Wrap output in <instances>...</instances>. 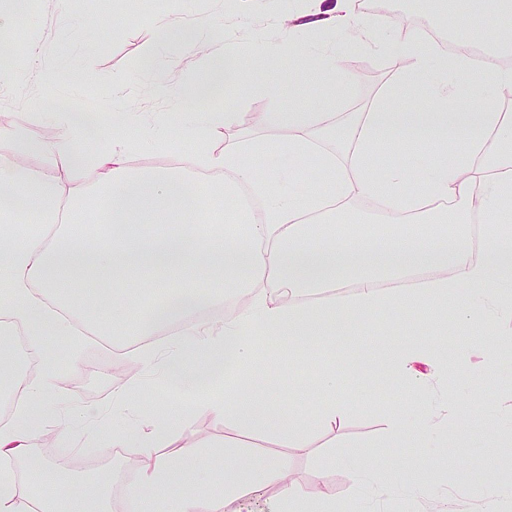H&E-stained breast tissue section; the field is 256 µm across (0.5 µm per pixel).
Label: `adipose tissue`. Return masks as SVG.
I'll return each mask as SVG.
<instances>
[{"instance_id":"1","label":"adipose tissue","mask_w":512,"mask_h":512,"mask_svg":"<svg viewBox=\"0 0 512 512\" xmlns=\"http://www.w3.org/2000/svg\"><path fill=\"white\" fill-rule=\"evenodd\" d=\"M320 2L276 18L279 39L256 45L252 65L277 58L297 34L333 31L409 63L366 112L349 118L279 111V89L264 86L273 107L265 122L286 134L278 145L288 158L282 171L258 174L244 165L246 156L267 149L265 138L213 148V133L240 120L229 106L221 112L180 109L177 122L199 148L165 165L138 164L147 143L123 133L136 119L132 112L114 113L116 133L101 154L93 149L98 139L88 111L57 113L64 133L52 160L37 166L23 161L26 141L0 127V141L11 144L10 154L0 155V318L22 328L33 351H41L48 333L71 335L80 313L91 322L111 317L116 336L128 330L146 338L168 334L163 348H139L135 362L159 367L192 404L214 416L300 448L308 422H335L346 406L332 398L311 420L283 415L246 372L261 337L336 349L354 327L391 307L433 316L451 309L463 325L512 319V113L499 109L512 92V27L504 24L491 34L484 24L490 16H512V0L472 6L446 0L449 12L469 16L455 31L458 41L490 43L491 52L481 59L447 55L436 45L422 53L415 30L374 37L357 12L358 0H335L326 10ZM159 26L193 56L201 73L189 89L172 82L176 100L211 98L242 82L235 41H225L218 53L202 31L171 20ZM403 92L423 97L426 107L393 110ZM461 131L472 134L464 150L423 155L417 168L374 163L387 147L444 143ZM311 158L324 176L322 186L299 179ZM63 163L89 175L102 212L71 193L59 169ZM359 198L379 201L372 221L383 232H342L336 218ZM20 209L34 212L35 224L11 223ZM476 247L477 260L471 257ZM350 286L357 290L350 301L306 300ZM236 287L250 295L249 305L234 300ZM217 303L224 304L225 315L201 319ZM442 347L424 336L393 342L367 370L371 376L386 372L418 398L416 417L390 418L398 441L446 432L460 408L453 392L432 403L417 369L421 362L433 364ZM0 368L10 371L0 398L13 404L12 416L0 422V512H111V471L90 477L85 494L68 498L70 475L31 453L34 430L59 406L53 356L45 355L41 376L30 378L5 337ZM177 427L176 419L155 413L149 431L132 424L113 432V447L133 440L141 450L138 479L128 489L133 512H230L232 504L261 497L272 485L279 486L280 497L267 512H345L341 503L308 501L289 480L285 459L258 461L246 453L227 454L222 491L212 494L211 452L204 445L174 446Z\"/></svg>"}]
</instances>
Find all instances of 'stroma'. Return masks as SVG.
Returning a JSON list of instances; mask_svg holds the SVG:
<instances>
[{
	"label": "stroma",
	"mask_w": 512,
	"mask_h": 512,
	"mask_svg": "<svg viewBox=\"0 0 512 512\" xmlns=\"http://www.w3.org/2000/svg\"><path fill=\"white\" fill-rule=\"evenodd\" d=\"M31 12L20 16L5 42L12 56H25L29 45H37L36 70H14L11 81L0 83V121L18 129L27 139L40 143L31 164H40L62 135L58 123L44 120L47 112H72L92 108L103 118L104 136H112L114 107L138 113L143 125L152 126L158 116L171 113L162 85L171 75L168 61L180 57L183 70H191L192 59L179 53L155 27L159 9L141 10L139 0H36ZM381 0L377 10L362 6L361 16L374 35L397 31L448 30L458 17L446 12L441 0ZM297 0H237L227 12L224 0H178L169 16L206 30L214 49L234 39L244 47L259 40L277 38L269 21L276 12L297 8ZM339 70L335 82L347 86L337 96L325 84L310 80L296 61L292 49L261 71L226 89L223 99L201 103V110L218 112L232 103L242 114L247 132L267 135L265 114L271 109L261 87L280 88L284 112H340L365 108L404 64L401 57L379 53L368 47L337 40ZM118 76L113 88L109 76ZM443 321L432 320L424 311L407 307L376 313L356 326L348 345L336 352L301 348L284 339L264 338L253 371L264 362L274 364L269 395L283 414L305 411L313 414L326 395L317 382L319 370H335L339 379L337 397L348 401L346 414L332 424L314 428L302 448L288 447L269 434L247 433L234 423L203 409H188L187 396L149 369H136L128 354L137 342L133 336H107L79 332L77 337L51 334L44 348L55 361L57 393L61 411L43 420L33 441V451L61 464L74 478L68 495L83 491V482L100 467L112 468V512H130L126 493L135 481L140 454L136 447L112 445V423H97L95 433L82 424L69 423L64 408H89L111 413L113 394L136 385L144 396L146 411L159 410L180 420V445L226 442L251 451L259 458L287 457L292 478L312 500L342 501L352 512H366L374 504L379 482L398 487L400 493L382 506V512H436L446 497H453L456 512H483L487 477L502 485L512 484V353L491 354L479 345L488 329L478 324L458 328L448 337V357L458 369L463 406L448 428L447 445L428 447L412 439L398 446L388 431L392 414L413 412L416 403L402 386L386 390V378L361 381L356 366L367 364L389 340H407L423 334H442ZM363 447L373 471V481L358 486L352 471L332 456H343L349 448Z\"/></svg>",
	"instance_id": "stroma-1"
}]
</instances>
